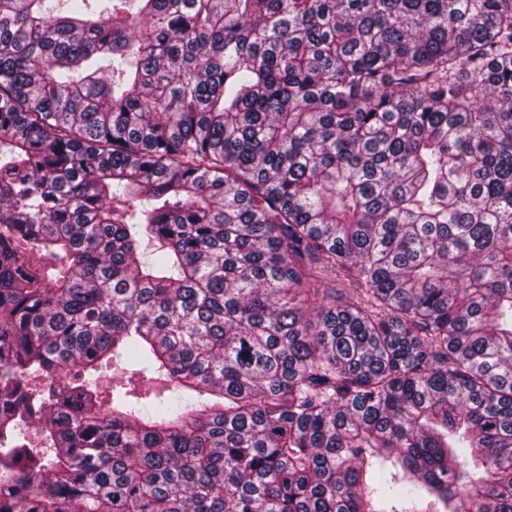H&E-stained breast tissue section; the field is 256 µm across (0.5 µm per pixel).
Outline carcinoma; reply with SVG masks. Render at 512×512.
<instances>
[{
    "mask_svg": "<svg viewBox=\"0 0 512 512\" xmlns=\"http://www.w3.org/2000/svg\"><path fill=\"white\" fill-rule=\"evenodd\" d=\"M0 466L512 512V0H0Z\"/></svg>",
    "mask_w": 512,
    "mask_h": 512,
    "instance_id": "cac0c4a2",
    "label": "carcinoma"
}]
</instances>
